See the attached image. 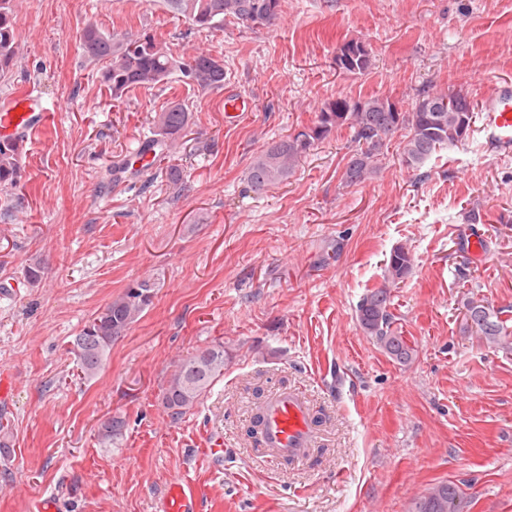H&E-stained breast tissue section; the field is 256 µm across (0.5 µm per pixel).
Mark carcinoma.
<instances>
[{"label":"carcinoma","mask_w":512,"mask_h":512,"mask_svg":"<svg viewBox=\"0 0 512 512\" xmlns=\"http://www.w3.org/2000/svg\"><path fill=\"white\" fill-rule=\"evenodd\" d=\"M284 0H166L168 8L184 17L197 31H209L232 17L249 27H270L283 13ZM81 49L90 62L104 63L101 81L115 99L135 88H151L165 83L178 70L186 83L201 90L224 85V61L201 52L187 61L177 59L170 48L154 34L144 32L135 38L103 32L87 23ZM19 55L13 0H0V77L14 68ZM336 69L362 75L372 65L371 54L361 41H347L336 51ZM477 104L459 92L424 91L412 108L402 110L388 96L371 95L359 99L337 96L321 103L315 120L302 130L264 147L254 156L248 171L250 188L261 193L288 179L299 160L315 145L341 128L353 131L356 149L343 172V182L365 181L377 168L382 148L398 132L401 161L410 169L421 168L437 152L465 142L476 120ZM188 112L183 103L171 102L155 120L158 138L145 142L149 149H177L187 127ZM20 173L19 144L0 140V185L17 183ZM412 257L402 245L394 247L385 263V276L397 285L409 275ZM152 289L146 282H135L97 313L74 337L72 351L78 358L83 378H94L112 350V344L125 335L152 303ZM391 295L387 288L367 293L356 309L360 328L393 360L405 364L414 348L393 329ZM466 321L488 344L512 345L507 321L482 299L466 304ZM224 343L196 349L175 362L159 394V404L171 422H179L192 410L218 377L224 375ZM410 512H465V497L459 487L442 482L413 502Z\"/></svg>","instance_id":"carcinoma-1"}]
</instances>
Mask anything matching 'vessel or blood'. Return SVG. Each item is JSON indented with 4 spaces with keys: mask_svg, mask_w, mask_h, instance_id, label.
Listing matches in <instances>:
<instances>
[{
    "mask_svg": "<svg viewBox=\"0 0 512 512\" xmlns=\"http://www.w3.org/2000/svg\"><path fill=\"white\" fill-rule=\"evenodd\" d=\"M48 118L33 95L26 94L0 104V139L18 140L39 130ZM486 146L497 153L512 152V83H501L483 105ZM265 449L274 456L301 459L310 448L316 426L301 393L273 392L264 407ZM166 512H194V492L187 483L174 482L167 497Z\"/></svg>",
    "mask_w": 512,
    "mask_h": 512,
    "instance_id": "vessel-or-blood-1",
    "label": "vessel or blood"
}]
</instances>
